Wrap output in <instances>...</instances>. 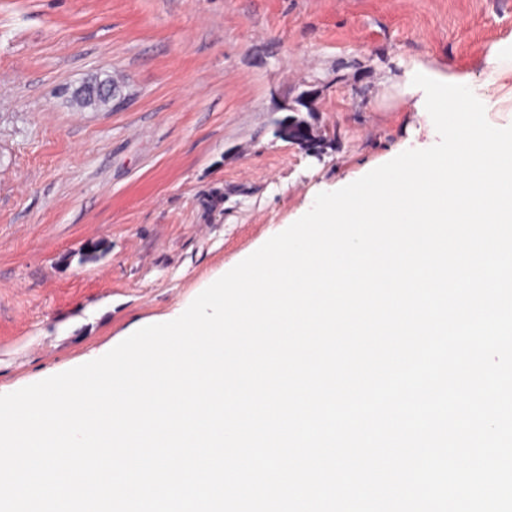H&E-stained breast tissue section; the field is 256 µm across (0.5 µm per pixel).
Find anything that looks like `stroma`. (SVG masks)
Masks as SVG:
<instances>
[{"mask_svg":"<svg viewBox=\"0 0 512 512\" xmlns=\"http://www.w3.org/2000/svg\"><path fill=\"white\" fill-rule=\"evenodd\" d=\"M510 48L512 0H0V394L110 351L318 193L436 144L402 92L414 66L512 125V73L485 65ZM106 75L120 108L71 106ZM303 91L313 153L275 133Z\"/></svg>","mask_w":512,"mask_h":512,"instance_id":"1","label":"stroma"}]
</instances>
